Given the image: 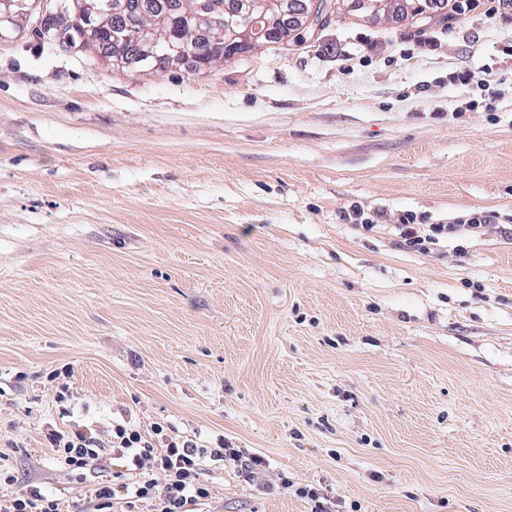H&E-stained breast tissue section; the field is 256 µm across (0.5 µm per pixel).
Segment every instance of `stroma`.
<instances>
[{
  "label": "stroma",
  "mask_w": 512,
  "mask_h": 512,
  "mask_svg": "<svg viewBox=\"0 0 512 512\" xmlns=\"http://www.w3.org/2000/svg\"><path fill=\"white\" fill-rule=\"evenodd\" d=\"M70 2L0 46V451L19 481L74 512L123 462L77 480L45 423L126 415L262 457L260 483L207 464L209 512H311L302 487L330 512H512V240L422 255L351 219L512 225V11L437 6L422 28L341 5L318 38L142 76L61 46Z\"/></svg>",
  "instance_id": "obj_1"
}]
</instances>
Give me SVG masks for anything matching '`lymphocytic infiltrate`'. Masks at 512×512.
Returning <instances> with one entry per match:
<instances>
[{
    "label": "lymphocytic infiltrate",
    "instance_id": "1",
    "mask_svg": "<svg viewBox=\"0 0 512 512\" xmlns=\"http://www.w3.org/2000/svg\"><path fill=\"white\" fill-rule=\"evenodd\" d=\"M493 220V215L475 212L450 224H420L415 215L407 214L392 230L403 246L426 255L442 239H471L491 226L512 240V225L497 226ZM44 439L53 459L73 475L97 469L110 455L123 459L135 475L126 486L127 494L148 504L149 512H202L212 496L204 478L205 461L233 463L251 480L261 475L263 467L261 458L245 456L227 443L209 448L159 424L144 432L127 419L114 421L102 435L50 424ZM0 481L15 486L8 498L0 499V512H60L57 499L40 487L18 485L10 471L0 470Z\"/></svg>",
    "mask_w": 512,
    "mask_h": 512
}]
</instances>
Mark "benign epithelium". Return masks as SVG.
<instances>
[{
	"label": "benign epithelium",
	"instance_id": "1",
	"mask_svg": "<svg viewBox=\"0 0 512 512\" xmlns=\"http://www.w3.org/2000/svg\"><path fill=\"white\" fill-rule=\"evenodd\" d=\"M77 17L81 22L83 44L99 42L105 50V62L114 70L132 67V61L141 53L154 56L161 52L169 57L170 66L177 65L181 58L198 60L208 57L204 66L192 70L195 75H204L210 62L216 59L231 60L253 52L268 42L286 44L296 34L306 32L315 36L328 23L331 12L336 10V0H234L244 7L243 25L228 32L224 44L205 40L195 41L185 34L172 43L159 37L149 29H137L131 25V15L136 8L133 0H75ZM228 2L218 0H193L189 18L199 24L207 22L214 26L221 23V14ZM406 0H360L359 9L363 18L369 20L381 14L396 18L426 22L431 13L417 4L414 11L406 9ZM31 0H0V44L18 32L20 21L30 12Z\"/></svg>",
	"mask_w": 512,
	"mask_h": 512
}]
</instances>
